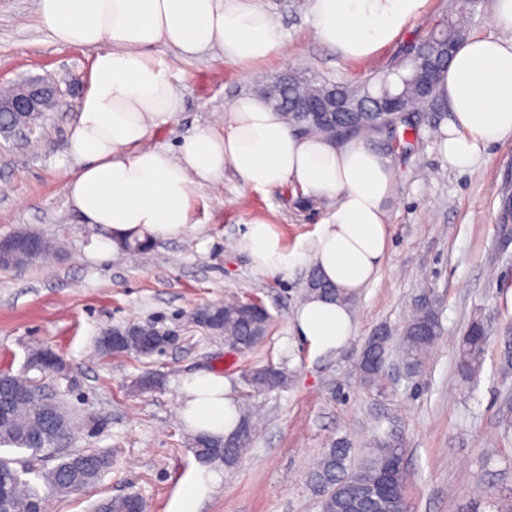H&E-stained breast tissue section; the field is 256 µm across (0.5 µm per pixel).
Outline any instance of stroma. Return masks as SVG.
<instances>
[{"label":"stroma","instance_id":"35a3bbf8","mask_svg":"<svg viewBox=\"0 0 512 512\" xmlns=\"http://www.w3.org/2000/svg\"><path fill=\"white\" fill-rule=\"evenodd\" d=\"M263 3L284 33L287 58L244 67L212 53L185 60L157 47L182 106L147 146L176 149L195 126L217 120L225 104L288 75L366 78L447 14L463 19L465 36L502 35L492 19L494 0H430L427 12L375 58L345 61L314 39L310 0ZM93 56L42 28L35 0H0V85L48 77L61 92L41 138L0 134V235L29 229L59 248L50 260L0 269V370L58 392L85 425L68 451L94 449L112 458L93 485L46 496L43 512H94L103 500L129 494L143 499L146 512H172L180 482L199 467L178 412L183 378L198 371L224 376L236 396L246 373L270 365L285 368L287 386L248 392L260 418L251 445L235 468L211 465L214 481L196 512H321L312 461L340 436L351 435L361 449L384 431L408 448L409 512H493L494 504L512 500V377L502 376L503 322L512 318V137L461 172L442 152L448 112L422 113V122L438 129L393 158L397 191L388 205L390 247L379 279L350 302L355 330L347 345L314 356L290 326L311 263L260 271L236 242L248 222L262 219L295 247L333 198L304 195L292 184L249 189L228 169L223 180L197 189L184 233L155 240L132 258L118 251L106 263L91 257L95 230L81 223L66 185L75 170L68 128ZM425 294L437 303L442 332L424 372L407 378L392 360L380 381L365 383L359 364L369 336H399L414 300ZM231 295L261 300L272 316L269 334L251 350L231 349L191 320L195 309ZM476 317L491 335L479 374L466 380L456 367L458 347ZM130 323H149L175 338L149 357L102 353L103 331ZM37 347L56 352L61 371L30 368L28 354ZM149 374L159 375V385L136 388Z\"/></svg>","mask_w":512,"mask_h":512}]
</instances>
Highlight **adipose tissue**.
Wrapping results in <instances>:
<instances>
[{"label": "adipose tissue", "mask_w": 512, "mask_h": 512, "mask_svg": "<svg viewBox=\"0 0 512 512\" xmlns=\"http://www.w3.org/2000/svg\"><path fill=\"white\" fill-rule=\"evenodd\" d=\"M428 2L312 0L313 34L344 60H366L424 15ZM36 14L60 43L94 51L90 85L68 131L76 170L66 186L83 223L97 230L92 257L110 260L134 230L155 239L182 234L198 186L229 168L254 190L292 184L336 199L313 235L293 249L273 225L249 222L237 248L255 268L281 272L308 259L349 294L377 281L397 172L372 138L335 143L305 135L266 100L244 96L225 109L221 126L195 127L176 150L145 144L181 106L157 46L185 59L215 50L241 66L286 56L283 33L261 0H37ZM493 21L509 39L462 40L437 76V94L450 113L444 151L461 171L512 136V0H495ZM291 326L317 356L342 348L355 323L347 305L309 298ZM180 411L196 434L226 436L239 423L224 377L206 371L183 379Z\"/></svg>", "instance_id": "obj_1"}]
</instances>
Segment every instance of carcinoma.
Here are the masks:
<instances>
[{"mask_svg": "<svg viewBox=\"0 0 512 512\" xmlns=\"http://www.w3.org/2000/svg\"><path fill=\"white\" fill-rule=\"evenodd\" d=\"M461 31L457 19L448 16L423 39L411 44L401 59L373 76L356 81L295 80L288 95L296 104L281 110L284 121L296 130L345 140L358 135L384 134L387 150L392 143L402 146L407 136L419 137V114L434 112L439 104L435 92L426 97L416 94L414 83L420 74L421 58L440 60L445 68L448 43ZM339 88L351 99H366L385 93L401 96L403 105L396 112H306L304 98L327 88ZM318 293L330 300L345 302L347 294L335 285L322 281L315 273L308 281L306 294ZM196 323L224 340L250 350L262 343L270 331L272 317L256 306L238 298L197 309ZM114 332L127 353L151 356L164 335L152 325L135 324L117 327ZM441 334L439 315L434 301L423 295L415 300L409 319L399 336V360L410 376L420 374L426 366L429 348ZM487 346V329L483 321L473 320L466 328L459 349L458 371L471 378L481 369ZM245 384L256 391H272L283 387L288 376L277 367H267L245 374ZM0 390L8 393L0 398V448H15L21 457L0 456V512H42L39 486L56 495H66L94 483L110 466L108 456L92 450L72 452L58 457L48 469L45 461L54 448L73 438L78 425L71 414L50 392L25 376L0 373ZM251 442L249 416L240 412L238 428L228 437L195 436L191 449L202 464L224 459V467H235ZM350 442L341 437L331 442L314 463L311 478L321 498L322 512H408L406 487L409 474L405 467L406 448L403 440L389 432L376 434L360 461L349 463ZM139 498L118 497L97 505L96 512H143Z\"/></svg>", "mask_w": 512, "mask_h": 512, "instance_id": "1", "label": "carcinoma"}]
</instances>
